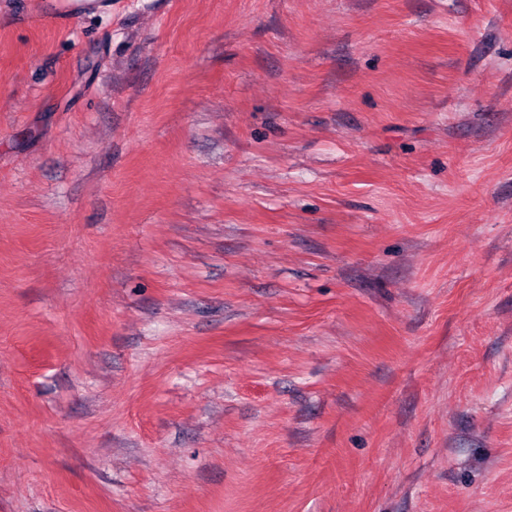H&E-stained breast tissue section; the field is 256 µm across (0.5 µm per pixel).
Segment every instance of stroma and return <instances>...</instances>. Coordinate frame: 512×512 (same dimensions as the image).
Listing matches in <instances>:
<instances>
[{"label":"stroma","mask_w":512,"mask_h":512,"mask_svg":"<svg viewBox=\"0 0 512 512\" xmlns=\"http://www.w3.org/2000/svg\"><path fill=\"white\" fill-rule=\"evenodd\" d=\"M0 0V512H512V0Z\"/></svg>","instance_id":"obj_1"}]
</instances>
